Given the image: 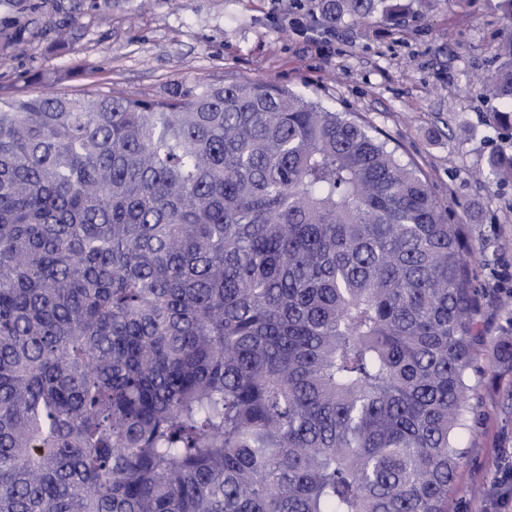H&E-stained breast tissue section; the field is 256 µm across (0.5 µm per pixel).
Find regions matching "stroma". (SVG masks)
I'll use <instances>...</instances> for the list:
<instances>
[{"mask_svg": "<svg viewBox=\"0 0 512 512\" xmlns=\"http://www.w3.org/2000/svg\"><path fill=\"white\" fill-rule=\"evenodd\" d=\"M494 0H430L400 31L372 22L319 25L315 0H0V95L109 87L169 96L187 87L261 79L361 113L401 147L452 210L476 257L482 302L475 351L480 407L461 437L468 453L448 512H512V184L477 178L512 132L488 123L501 20ZM71 52L58 49L71 28Z\"/></svg>", "mask_w": 512, "mask_h": 512, "instance_id": "obj_1", "label": "stroma"}]
</instances>
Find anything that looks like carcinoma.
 <instances>
[{
	"label": "carcinoma",
	"instance_id": "cac0c4a2",
	"mask_svg": "<svg viewBox=\"0 0 512 512\" xmlns=\"http://www.w3.org/2000/svg\"><path fill=\"white\" fill-rule=\"evenodd\" d=\"M450 218L357 113L263 80L0 96V512H448L482 337Z\"/></svg>",
	"mask_w": 512,
	"mask_h": 512
}]
</instances>
